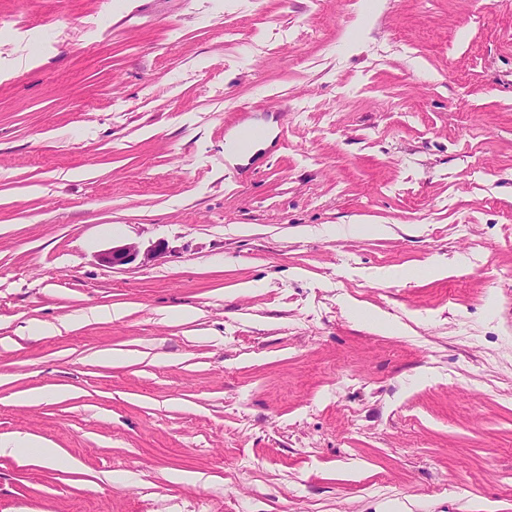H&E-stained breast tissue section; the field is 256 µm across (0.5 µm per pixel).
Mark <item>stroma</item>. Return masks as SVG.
<instances>
[{
	"label": "stroma",
	"instance_id": "obj_1",
	"mask_svg": "<svg viewBox=\"0 0 512 512\" xmlns=\"http://www.w3.org/2000/svg\"><path fill=\"white\" fill-rule=\"evenodd\" d=\"M15 436L0 512H512V0H0ZM164 252L159 246H153L142 250L139 244L129 243L122 246L112 247V250L105 251L99 255L101 264L105 266H116L129 264L140 259L142 265H147L161 258ZM0 457H10L18 461L28 459L57 463L61 460L59 448L52 447L48 442L35 438L16 437L0 440Z\"/></svg>",
	"mask_w": 512,
	"mask_h": 512
}]
</instances>
